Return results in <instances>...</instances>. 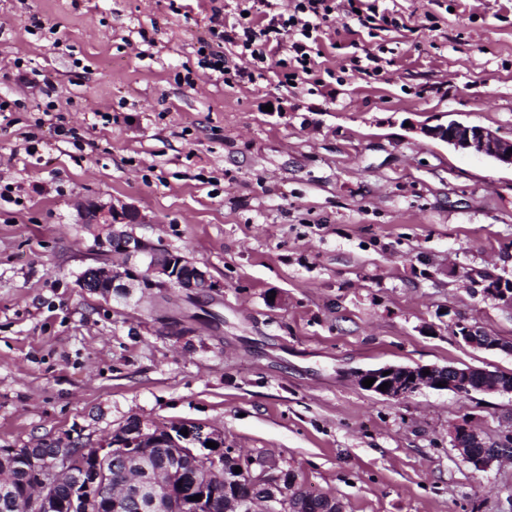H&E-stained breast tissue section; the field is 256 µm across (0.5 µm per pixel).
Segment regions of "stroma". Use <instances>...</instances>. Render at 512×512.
<instances>
[{
	"mask_svg": "<svg viewBox=\"0 0 512 512\" xmlns=\"http://www.w3.org/2000/svg\"><path fill=\"white\" fill-rule=\"evenodd\" d=\"M371 2L404 28L337 10L292 88L272 58L229 84L199 64L204 48L252 71L210 34L249 0H0V448L192 421L345 512H512V460L477 472L448 439L464 416L495 436L511 395L354 381L385 363L512 372L453 321L512 340V307L482 293L484 274L512 279V168L417 131L512 139V0ZM85 201L139 209L135 233L216 289L79 288Z\"/></svg>",
	"mask_w": 512,
	"mask_h": 512,
	"instance_id": "obj_1",
	"label": "stroma"
}]
</instances>
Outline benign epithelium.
I'll return each instance as SVG.
<instances>
[{
  "label": "benign epithelium",
  "instance_id": "benign-epithelium-1",
  "mask_svg": "<svg viewBox=\"0 0 512 512\" xmlns=\"http://www.w3.org/2000/svg\"><path fill=\"white\" fill-rule=\"evenodd\" d=\"M421 132L457 150L512 167V154H507L512 149V140L503 139L488 128L450 121L423 126ZM79 212L87 220L88 229L106 231L105 236L97 233L94 238L96 250L102 256L100 265L88 267L89 273H82L77 279L83 290L107 299L125 292L131 281H140L152 288H179L195 296L216 288L205 267L191 264L184 270L183 256L136 236L132 227L142 223V215L136 208H106L86 202L79 205ZM111 256L120 257L121 262H108ZM483 293L492 300L512 306V280L502 277L499 288L485 289ZM455 327L458 337L473 350L512 353V341L492 336L461 319L455 322ZM426 370L430 374H424ZM367 378L375 379L369 392L392 400L425 389H442L456 394L466 391L470 394L512 395L511 372L471 366L386 364L354 374L359 386ZM385 382L389 386L382 391L379 386ZM439 383L444 387H437ZM183 429L188 430V435L181 434ZM116 434L118 437L114 439L99 442L92 452L75 446L69 439L49 440L34 448L12 449L26 458L38 477L35 492L19 502L20 512H60L62 504L51 489L64 477L76 479L69 512H89L90 504L102 496L112 500V512H169L165 482L168 475L179 477L181 494L175 507L177 512H213L217 507L222 512H254L255 499L250 496L227 495L222 504L207 500V492L198 489L195 478L184 480L181 464L187 460L197 471L224 477L226 485L237 483L239 475H244L260 492L265 512L308 510L310 500L295 494V480L280 465L258 458L238 457L234 452L226 451L224 432L212 426L179 422L173 432L151 420L139 419L130 427L116 430ZM448 436L460 457L477 471H488L512 455V424L490 438L463 418L450 425ZM209 441L217 447H207ZM153 448H174L176 452L164 467L153 470L148 464ZM475 448H484L486 452L476 455ZM114 464L123 466L122 473L126 475L130 469H135L133 478L121 488L112 485ZM237 467L241 468L239 475L235 474ZM195 495L201 496V500H190Z\"/></svg>",
  "mask_w": 512,
  "mask_h": 512
}]
</instances>
